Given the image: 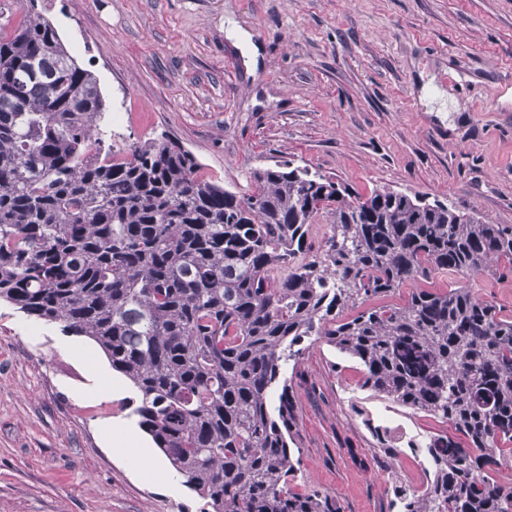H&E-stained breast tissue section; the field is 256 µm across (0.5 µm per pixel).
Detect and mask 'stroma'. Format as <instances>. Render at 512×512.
<instances>
[{
	"mask_svg": "<svg viewBox=\"0 0 512 512\" xmlns=\"http://www.w3.org/2000/svg\"><path fill=\"white\" fill-rule=\"evenodd\" d=\"M99 79L112 146L178 140L224 188L293 161L359 195L388 187L512 225V0H36ZM259 47L243 64V39ZM432 84L444 98L426 102ZM105 355L0 301V512H203L124 407ZM360 365L326 343L292 374L300 478L344 512H397L391 485L425 480L350 408ZM98 386L97 398L78 392ZM137 433L133 468L105 439Z\"/></svg>",
	"mask_w": 512,
	"mask_h": 512,
	"instance_id": "35a3bbf8",
	"label": "stroma"
}]
</instances>
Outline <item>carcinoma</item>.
Instances as JSON below:
<instances>
[{"instance_id":"obj_1","label":"carcinoma","mask_w":512,"mask_h":512,"mask_svg":"<svg viewBox=\"0 0 512 512\" xmlns=\"http://www.w3.org/2000/svg\"><path fill=\"white\" fill-rule=\"evenodd\" d=\"M105 112L34 0H0V300L99 347L211 512H343L288 489L284 368L319 340L359 363L360 390L466 440L415 450L433 478L393 483L399 512H512V480L493 477L512 472V316L469 285L512 273V226L387 187L355 195L290 161L239 194L168 137L112 150ZM445 271L455 287H427Z\"/></svg>"}]
</instances>
